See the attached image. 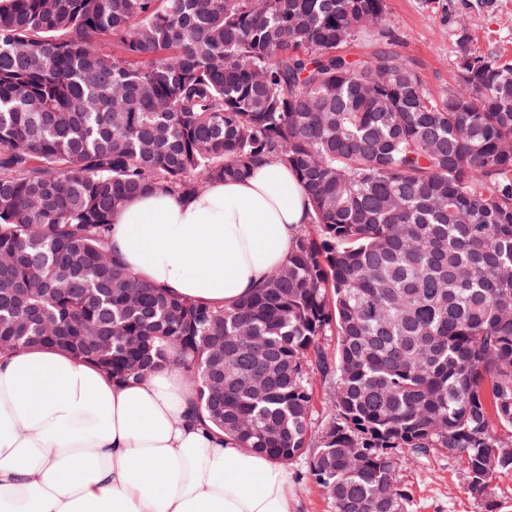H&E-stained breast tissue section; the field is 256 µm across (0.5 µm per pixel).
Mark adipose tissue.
Returning a JSON list of instances; mask_svg holds the SVG:
<instances>
[{
    "label": "adipose tissue",
    "instance_id": "obj_1",
    "mask_svg": "<svg viewBox=\"0 0 512 512\" xmlns=\"http://www.w3.org/2000/svg\"><path fill=\"white\" fill-rule=\"evenodd\" d=\"M311 203L276 162L116 210L108 246L141 280L231 307L288 258ZM198 387L162 367L118 383L66 353L0 355V512H296L291 476L196 412Z\"/></svg>",
    "mask_w": 512,
    "mask_h": 512
}]
</instances>
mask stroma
Returning a JSON list of instances; mask_svg holds the SVG:
<instances>
[{"label":"stroma","mask_w":512,"mask_h":512,"mask_svg":"<svg viewBox=\"0 0 512 512\" xmlns=\"http://www.w3.org/2000/svg\"><path fill=\"white\" fill-rule=\"evenodd\" d=\"M387 43L419 70L431 91L452 83L460 33L480 54L512 56V0H386ZM298 512H333L330 501L310 479L305 461L290 465ZM399 480L410 497V512H484L466 491L459 463L433 451L402 457Z\"/></svg>","instance_id":"1"}]
</instances>
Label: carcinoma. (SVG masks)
Masks as SVG:
<instances>
[{"instance_id":"1","label":"carcinoma","mask_w":512,"mask_h":512,"mask_svg":"<svg viewBox=\"0 0 512 512\" xmlns=\"http://www.w3.org/2000/svg\"><path fill=\"white\" fill-rule=\"evenodd\" d=\"M385 14L386 0L0 4V351L56 348L117 382L177 368L199 415L251 451L305 459L334 512H409L398 461L431 450L499 512L512 58L472 52L463 32L436 94L396 51L350 52ZM270 160L312 214L236 306L172 296L107 250L112 213L138 194L194 193ZM91 329L112 348H89ZM319 378L335 393L317 427Z\"/></svg>"}]
</instances>
